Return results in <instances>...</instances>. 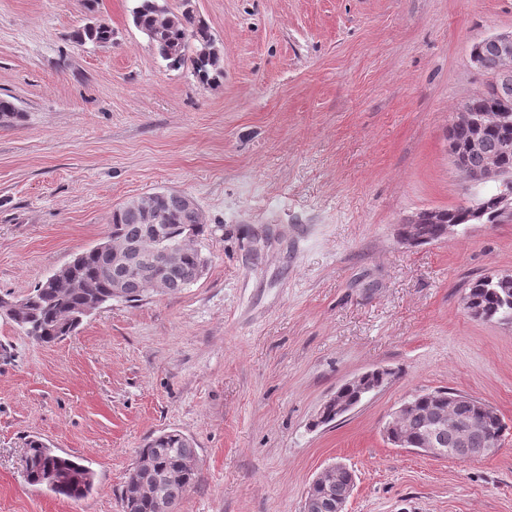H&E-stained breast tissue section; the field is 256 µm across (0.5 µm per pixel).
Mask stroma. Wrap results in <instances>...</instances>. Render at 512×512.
<instances>
[{
  "label": "stroma",
  "mask_w": 512,
  "mask_h": 512,
  "mask_svg": "<svg viewBox=\"0 0 512 512\" xmlns=\"http://www.w3.org/2000/svg\"><path fill=\"white\" fill-rule=\"evenodd\" d=\"M224 56L206 85L168 69L136 0H0V295L19 299L100 243L113 208L161 191L197 203L203 276L115 301L41 345L0 318V512H122L138 450L192 438L176 512H302L329 464L345 512H512V323L464 308L512 272V221L411 246L408 216L473 201L448 152L479 93L473 42L512 31V0H194ZM98 20L111 43H79ZM392 374L335 422L336 388ZM450 389L496 407L499 452L461 461L391 445L390 413ZM79 458L96 489L30 486L25 441Z\"/></svg>",
  "instance_id": "stroma-1"
}]
</instances>
